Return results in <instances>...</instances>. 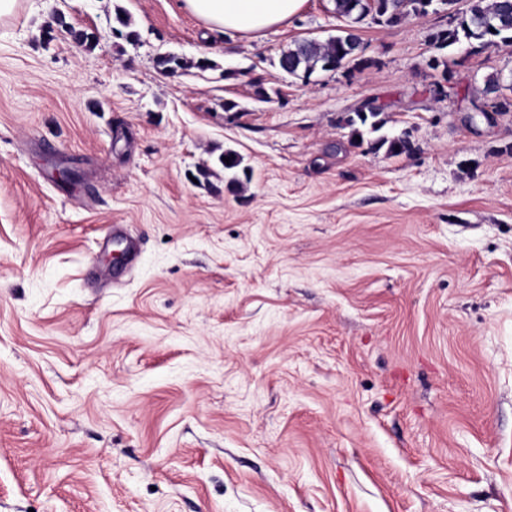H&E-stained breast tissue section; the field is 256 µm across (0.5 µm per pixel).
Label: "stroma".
<instances>
[{"label": "stroma", "instance_id": "stroma-1", "mask_svg": "<svg viewBox=\"0 0 512 512\" xmlns=\"http://www.w3.org/2000/svg\"><path fill=\"white\" fill-rule=\"evenodd\" d=\"M346 26L0 23V512H512V112L474 110L512 42L438 47L434 0L358 22L366 68L281 70Z\"/></svg>", "mask_w": 512, "mask_h": 512}]
</instances>
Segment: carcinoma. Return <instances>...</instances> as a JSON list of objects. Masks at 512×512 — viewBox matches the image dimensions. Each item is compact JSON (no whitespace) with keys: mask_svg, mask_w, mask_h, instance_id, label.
Segmentation results:
<instances>
[{"mask_svg":"<svg viewBox=\"0 0 512 512\" xmlns=\"http://www.w3.org/2000/svg\"><path fill=\"white\" fill-rule=\"evenodd\" d=\"M431 0H334L336 16L355 18L361 21L366 17L386 23L398 24L410 14L425 16ZM458 0H443L448 6V16L453 25L437 35L440 46L450 47L467 43L472 52L486 50L500 41L512 42V21L504 19L503 0H467V9L455 11ZM356 66L367 64L362 57L360 37L347 29L344 34L319 42L314 39H301L283 51L279 57V67L290 75L304 71L309 75L315 70L333 71L342 64ZM482 102L475 108L485 106L497 97L496 105L504 111L512 109V101L502 96L500 77L496 74L486 76L481 89Z\"/></svg>","mask_w":512,"mask_h":512,"instance_id":"carcinoma-1","label":"carcinoma"}]
</instances>
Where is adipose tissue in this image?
I'll return each mask as SVG.
<instances>
[{"label":"adipose tissue","instance_id":"1","mask_svg":"<svg viewBox=\"0 0 512 512\" xmlns=\"http://www.w3.org/2000/svg\"><path fill=\"white\" fill-rule=\"evenodd\" d=\"M307 0H179L205 26L250 38L298 16Z\"/></svg>","mask_w":512,"mask_h":512}]
</instances>
